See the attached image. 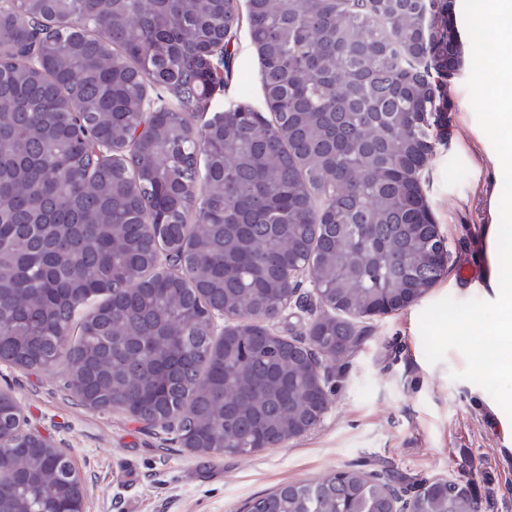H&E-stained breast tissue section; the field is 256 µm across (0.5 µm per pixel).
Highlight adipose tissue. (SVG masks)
<instances>
[{"instance_id": "adipose-tissue-1", "label": "adipose tissue", "mask_w": 512, "mask_h": 512, "mask_svg": "<svg viewBox=\"0 0 512 512\" xmlns=\"http://www.w3.org/2000/svg\"><path fill=\"white\" fill-rule=\"evenodd\" d=\"M483 37L488 43L512 42V0H484ZM487 66L495 75L493 96L497 106L489 122L502 138L499 165L512 163V54L500 53L487 59ZM485 276L496 292L493 315L480 333L483 346L494 347L495 359L490 370L512 378V265L502 259L500 227L487 225L485 229Z\"/></svg>"}]
</instances>
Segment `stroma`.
I'll use <instances>...</instances> for the list:
<instances>
[{"mask_svg":"<svg viewBox=\"0 0 512 512\" xmlns=\"http://www.w3.org/2000/svg\"><path fill=\"white\" fill-rule=\"evenodd\" d=\"M464 61L448 83V127L422 188L448 243V272L418 302L355 324L358 347L325 373L329 411L308 434L248 457H208L148 429L125 411L98 412L64 387V370L0 363V390L30 428L69 456L84 512H240L283 484L347 468L391 473L403 486L474 483L484 512H512V381L474 366L473 339L493 293L484 286L486 225H512V168L495 158V101L476 46L480 0H457ZM236 76L214 110L263 108L247 29L235 43Z\"/></svg>","mask_w":512,"mask_h":512,"instance_id":"obj_1","label":"stroma"}]
</instances>
